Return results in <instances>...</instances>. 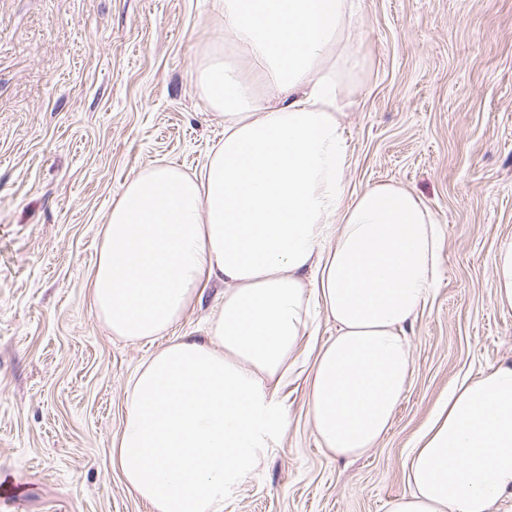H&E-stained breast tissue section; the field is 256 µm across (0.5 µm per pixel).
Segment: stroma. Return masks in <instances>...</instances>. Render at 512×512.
Returning a JSON list of instances; mask_svg holds the SVG:
<instances>
[{
	"mask_svg": "<svg viewBox=\"0 0 512 512\" xmlns=\"http://www.w3.org/2000/svg\"><path fill=\"white\" fill-rule=\"evenodd\" d=\"M216 0H0V512H150L110 466L137 367L168 338L207 336L212 282L165 337L116 339L89 278L125 183L159 163L201 172L224 120L194 81ZM336 50L345 197L412 191L443 237L437 285L407 338L392 426L357 458L317 443L308 389L336 334L315 314L279 385L278 446L224 512H387L449 387L512 362L493 257L512 239V0H359Z\"/></svg>",
	"mask_w": 512,
	"mask_h": 512,
	"instance_id": "obj_1",
	"label": "stroma"
}]
</instances>
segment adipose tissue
<instances>
[{"label": "adipose tissue", "instance_id": "adipose-tissue-1", "mask_svg": "<svg viewBox=\"0 0 512 512\" xmlns=\"http://www.w3.org/2000/svg\"><path fill=\"white\" fill-rule=\"evenodd\" d=\"M197 71L224 141L201 174L166 164L128 181L104 226L90 304L113 336L152 340L200 288L224 297L206 341L176 337L129 382L110 463L152 512H224V492L278 444L277 387L312 308L336 326L308 391L323 448L353 457L389 429L412 373L405 327L441 247L410 191L379 184L345 201L349 154L337 34L355 0H223ZM409 490L388 512H497L512 498V363L448 390L407 457Z\"/></svg>", "mask_w": 512, "mask_h": 512}]
</instances>
